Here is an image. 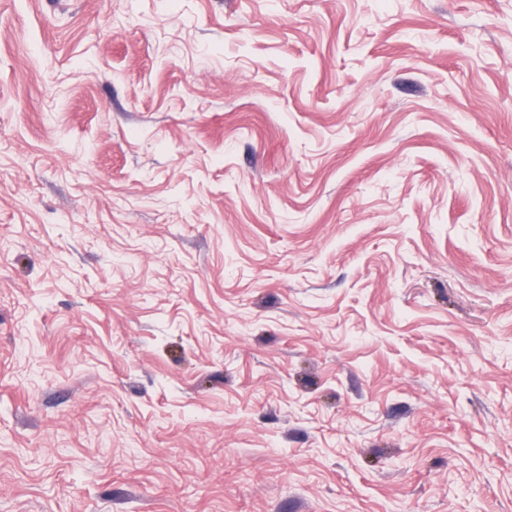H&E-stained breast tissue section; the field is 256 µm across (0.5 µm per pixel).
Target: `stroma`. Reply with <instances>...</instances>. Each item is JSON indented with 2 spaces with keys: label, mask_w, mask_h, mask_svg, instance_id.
Listing matches in <instances>:
<instances>
[{
  "label": "stroma",
  "mask_w": 512,
  "mask_h": 512,
  "mask_svg": "<svg viewBox=\"0 0 512 512\" xmlns=\"http://www.w3.org/2000/svg\"><path fill=\"white\" fill-rule=\"evenodd\" d=\"M0 512H512V0H0Z\"/></svg>",
  "instance_id": "stroma-1"
}]
</instances>
